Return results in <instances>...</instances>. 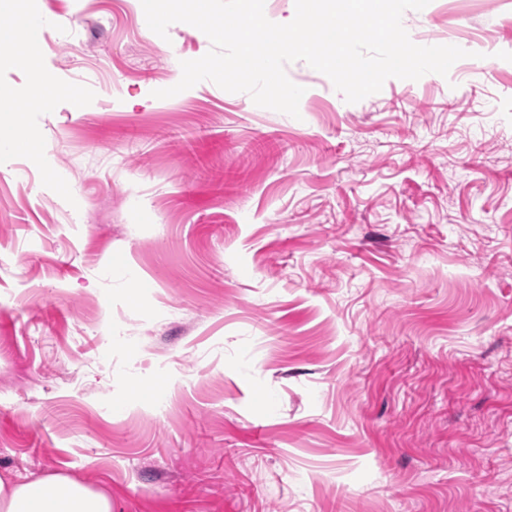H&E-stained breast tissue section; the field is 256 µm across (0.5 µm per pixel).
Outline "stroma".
I'll list each match as a JSON object with an SVG mask.
<instances>
[{
  "label": "stroma",
  "mask_w": 512,
  "mask_h": 512,
  "mask_svg": "<svg viewBox=\"0 0 512 512\" xmlns=\"http://www.w3.org/2000/svg\"><path fill=\"white\" fill-rule=\"evenodd\" d=\"M39 15L44 30L23 27ZM448 76L299 117L138 0H0V477L112 512H512V0H430ZM147 396L132 399V392ZM166 401L168 414L157 411Z\"/></svg>",
  "instance_id": "35a3bbf8"
}]
</instances>
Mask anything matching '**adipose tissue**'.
Listing matches in <instances>:
<instances>
[{
  "mask_svg": "<svg viewBox=\"0 0 512 512\" xmlns=\"http://www.w3.org/2000/svg\"><path fill=\"white\" fill-rule=\"evenodd\" d=\"M0 512H112V498L64 475L0 478Z\"/></svg>",
  "mask_w": 512,
  "mask_h": 512,
  "instance_id": "ef3b65f1",
  "label": "adipose tissue"
}]
</instances>
